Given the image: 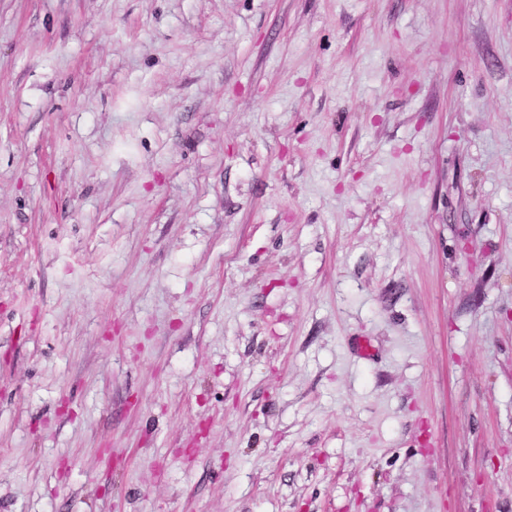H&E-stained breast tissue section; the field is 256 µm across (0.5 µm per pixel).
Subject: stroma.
<instances>
[{
    "label": "stroma",
    "instance_id": "1",
    "mask_svg": "<svg viewBox=\"0 0 512 512\" xmlns=\"http://www.w3.org/2000/svg\"><path fill=\"white\" fill-rule=\"evenodd\" d=\"M0 512H512V0H0Z\"/></svg>",
    "mask_w": 512,
    "mask_h": 512
}]
</instances>
